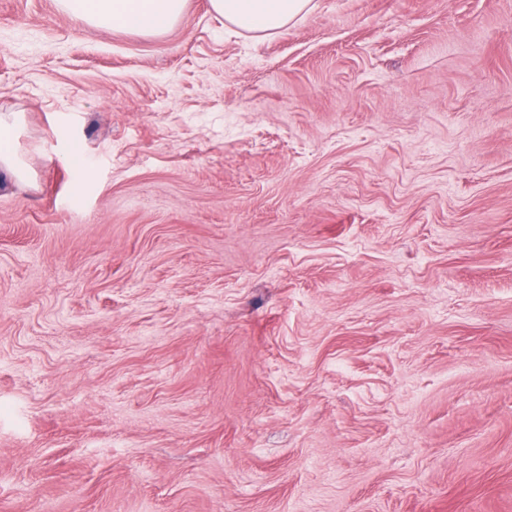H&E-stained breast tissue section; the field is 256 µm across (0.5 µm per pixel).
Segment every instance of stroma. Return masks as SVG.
Segmentation results:
<instances>
[{"mask_svg":"<svg viewBox=\"0 0 512 512\" xmlns=\"http://www.w3.org/2000/svg\"><path fill=\"white\" fill-rule=\"evenodd\" d=\"M313 2L0 0V512H512V0ZM77 21L108 30L115 27L143 34L173 28L182 16L185 0H61ZM210 9L236 29L273 34L312 8V0H209ZM13 124L0 118V165L9 167L20 178L30 174L28 167L19 157L12 135Z\"/></svg>","mask_w":512,"mask_h":512,"instance_id":"1","label":"stroma"}]
</instances>
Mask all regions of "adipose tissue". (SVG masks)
Listing matches in <instances>:
<instances>
[{"label":"adipose tissue","mask_w":512,"mask_h":512,"mask_svg":"<svg viewBox=\"0 0 512 512\" xmlns=\"http://www.w3.org/2000/svg\"><path fill=\"white\" fill-rule=\"evenodd\" d=\"M77 21L108 30L119 27L143 34L173 28L182 16L185 0H61ZM213 13L238 30L273 34L312 8V0H209Z\"/></svg>","instance_id":"adipose-tissue-1"}]
</instances>
